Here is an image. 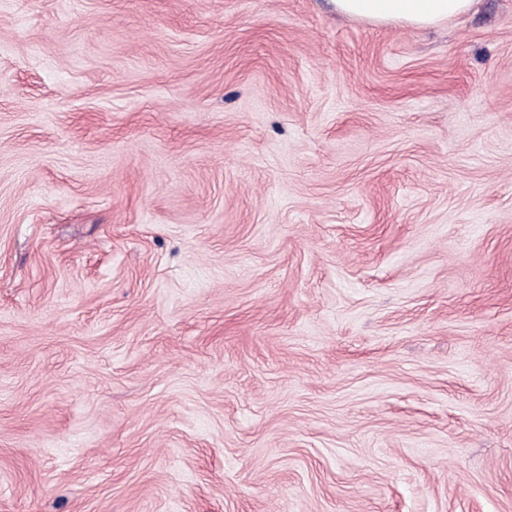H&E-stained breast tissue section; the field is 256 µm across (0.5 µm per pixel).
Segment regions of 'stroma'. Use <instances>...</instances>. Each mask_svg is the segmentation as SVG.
Listing matches in <instances>:
<instances>
[{"label":"stroma","instance_id":"stroma-1","mask_svg":"<svg viewBox=\"0 0 512 512\" xmlns=\"http://www.w3.org/2000/svg\"><path fill=\"white\" fill-rule=\"evenodd\" d=\"M0 512H512V0H0ZM336 12L375 23L427 28L462 15L474 0H332Z\"/></svg>","mask_w":512,"mask_h":512}]
</instances>
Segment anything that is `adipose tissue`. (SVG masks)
Masks as SVG:
<instances>
[{
    "label": "adipose tissue",
    "instance_id": "1",
    "mask_svg": "<svg viewBox=\"0 0 512 512\" xmlns=\"http://www.w3.org/2000/svg\"><path fill=\"white\" fill-rule=\"evenodd\" d=\"M339 14L375 23L427 28L462 15L474 0H332Z\"/></svg>",
    "mask_w": 512,
    "mask_h": 512
}]
</instances>
